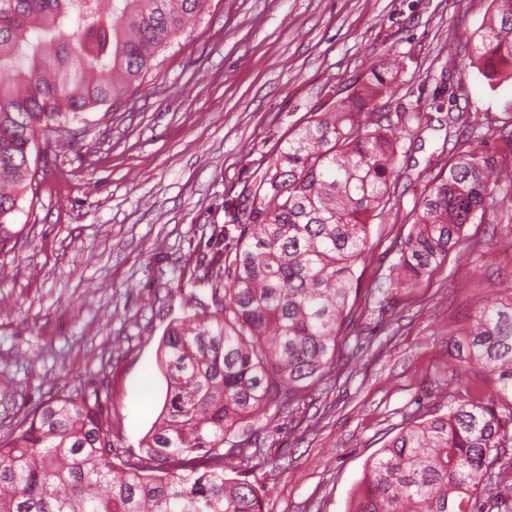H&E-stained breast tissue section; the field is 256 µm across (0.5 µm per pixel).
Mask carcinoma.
<instances>
[{"mask_svg": "<svg viewBox=\"0 0 512 512\" xmlns=\"http://www.w3.org/2000/svg\"><path fill=\"white\" fill-rule=\"evenodd\" d=\"M0 0V252L31 186L37 136L139 88L208 0ZM495 5L469 65L495 88L512 80V0ZM390 60L352 95L312 112L281 142L250 191L246 222L224 226L208 264V296L172 321L159 346L166 396L136 461H113L121 438L99 404L55 396L0 438V512H263L246 476L256 413L297 410L330 375L358 295L355 270L370 226L399 176L401 129L418 112H385L397 88ZM448 170L412 212L389 287L414 293L465 228L502 200L495 165L457 140ZM463 367L493 377L434 380L452 401L401 427L368 465L349 512H484L481 495L512 480V287L449 338Z\"/></svg>", "mask_w": 512, "mask_h": 512, "instance_id": "carcinoma-1", "label": "carcinoma"}]
</instances>
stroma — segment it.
<instances>
[{
  "mask_svg": "<svg viewBox=\"0 0 512 512\" xmlns=\"http://www.w3.org/2000/svg\"><path fill=\"white\" fill-rule=\"evenodd\" d=\"M490 13L491 0H209L127 102L73 122L75 143L35 159L34 195L14 216L26 230L0 253V369L12 382L0 431L65 388L98 396L136 448L166 395L160 340L206 295L200 260L223 248L230 206L328 89L347 96L386 51L403 62L387 110L465 113L481 153L511 159L512 83L490 88L465 63ZM443 140L402 141L342 329L357 360L337 357L304 414L258 415L249 479L263 512H346L367 462L432 409L449 328L512 280V210L500 209L466 226L467 247L414 296L387 289L395 243L448 162Z\"/></svg>",
  "mask_w": 512,
  "mask_h": 512,
  "instance_id": "obj_1",
  "label": "stroma"
}]
</instances>
